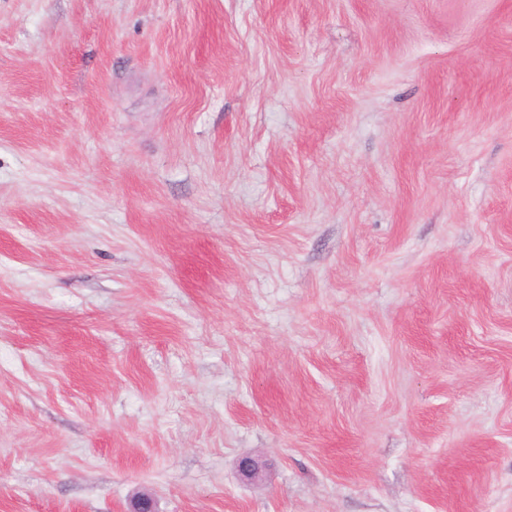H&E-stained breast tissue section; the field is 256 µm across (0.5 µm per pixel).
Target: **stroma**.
Returning <instances> with one entry per match:
<instances>
[{"mask_svg":"<svg viewBox=\"0 0 512 512\" xmlns=\"http://www.w3.org/2000/svg\"><path fill=\"white\" fill-rule=\"evenodd\" d=\"M141 493L512 512V0H0V512Z\"/></svg>","mask_w":512,"mask_h":512,"instance_id":"1","label":"stroma"}]
</instances>
